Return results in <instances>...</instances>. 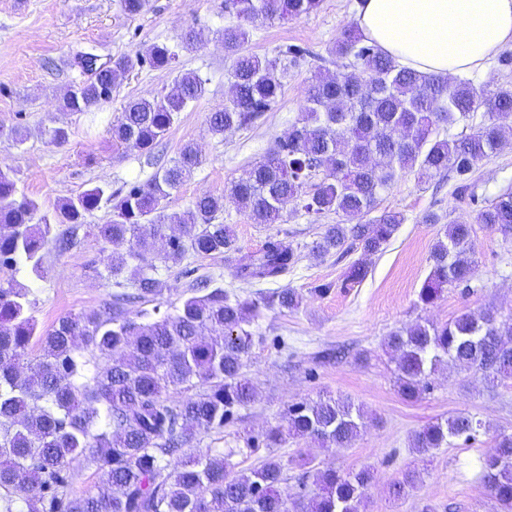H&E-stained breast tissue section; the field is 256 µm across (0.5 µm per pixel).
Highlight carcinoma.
<instances>
[{
  "label": "carcinoma",
  "instance_id": "obj_1",
  "mask_svg": "<svg viewBox=\"0 0 512 512\" xmlns=\"http://www.w3.org/2000/svg\"><path fill=\"white\" fill-rule=\"evenodd\" d=\"M320 3L224 0V12L235 19L222 31L231 55L232 97L208 114L209 134L222 137L255 124L281 98L288 67L314 56L300 45L271 58L251 53L247 46L255 23L308 15ZM328 53L346 71L317 69L301 118L231 187L244 215L256 224H279L290 206L315 221L334 214L338 221L327 225L312 254L371 255L405 221L395 211L370 217L378 197L412 174L421 184L454 180L456 196L476 210L475 223L512 234V192L487 203L473 178L477 163L499 151L512 133L511 83L490 88L469 79L421 75L379 52L354 23ZM177 58L167 43L123 53L102 67L95 66V54L80 52L73 66L86 78L70 86L64 107L100 108L137 70L176 72L156 94L130 99L112 122L114 144L151 154L179 114L206 93V80L197 73L176 71ZM480 109L477 131L448 136ZM205 162L189 143L149 182H130L116 191L98 185L52 213L19 192L11 170L0 167V269L11 272L0 278V512H366L368 468L343 472L309 456L299 492L285 498L280 487L288 464L282 458L268 456L255 468L235 472L224 453L197 448L201 436L222 431L255 399L256 390L242 373L254 346L250 325L266 310L298 309L300 292L284 287L242 297L202 280L171 312L132 311L161 295L153 260L177 264L189 253L235 250L232 227L218 221L224 195L202 193L183 212L168 213L163 205ZM103 203L110 218L95 225L97 234L123 250L109 273L133 264L131 287L97 310L59 318L41 333L34 302L27 289L15 286L14 273L28 266L42 276L46 249L70 245L52 235L54 225L83 224ZM473 224L445 225L430 252L421 304L434 303L449 287L470 289L476 270L470 257ZM159 239L165 244L157 253ZM299 260L293 244L270 235L249 262L236 267V277L246 285L276 283ZM367 273L365 263L353 262L340 287L360 285ZM35 338L42 354L32 357ZM384 346L396 356V387L408 401L430 389L431 374L445 360L492 384L512 379V318L500 320L490 308L464 312L441 326L394 330ZM172 389L185 397L169 400ZM363 419L364 412L344 398L293 403L286 427L269 430L265 445L278 447L291 436L349 448ZM481 427L470 414L451 415L416 433L412 445L426 455L453 438L474 439ZM75 460L102 474L106 490L75 494L70 468ZM310 478L316 492L308 497ZM419 481L418 470H406L392 485V495L407 496ZM482 481L503 512H512V433L497 436L495 451L483 459Z\"/></svg>",
  "mask_w": 512,
  "mask_h": 512
}]
</instances>
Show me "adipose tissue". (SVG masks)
<instances>
[{"mask_svg":"<svg viewBox=\"0 0 512 512\" xmlns=\"http://www.w3.org/2000/svg\"><path fill=\"white\" fill-rule=\"evenodd\" d=\"M356 20L382 53L425 75L483 67L512 45V0H359Z\"/></svg>","mask_w":512,"mask_h":512,"instance_id":"obj_1","label":"adipose tissue"}]
</instances>
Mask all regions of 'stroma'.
Instances as JSON below:
<instances>
[{
  "label": "stroma",
  "instance_id": "1",
  "mask_svg": "<svg viewBox=\"0 0 512 512\" xmlns=\"http://www.w3.org/2000/svg\"><path fill=\"white\" fill-rule=\"evenodd\" d=\"M355 4L356 0H323L317 13L257 25L248 44L251 52L271 57L300 44L315 56L290 68L273 111L252 127L214 138L207 132L206 118L223 106L230 87L228 53L218 34L226 22L224 0H149L144 13L131 19L122 15L119 0H0V167L11 169L20 190L49 211L62 199L100 184L116 190L130 181L151 179L158 170L155 159L115 146L109 129L127 100L157 93L170 81V72L133 73L98 110L65 112L62 99L80 77L72 58L92 48L106 61L153 43L174 45L185 30L198 31L200 43L180 50L176 67L207 78L208 93L180 113L163 141V159L171 161L191 142L206 162L166 205L168 211H182L201 193L223 195V218L234 227L238 249L226 257L190 254L183 264L159 265L161 300L144 303L143 309L150 313L157 304L179 303L196 276L216 278L225 290L242 296L275 291V284L253 288L234 276L236 267L257 254L271 234L298 247L300 260L281 284L304 296L299 310H268L255 322L256 341L243 372L256 386L257 396L222 432L203 437L201 448L230 450L236 470L252 468L269 450L248 447V439L263 438L284 425L290 404L343 397L367 413L360 436L348 448L288 440L278 450L290 462L284 492L297 491L302 473L297 462L312 455L341 471L371 469L368 512H421L425 504L435 512H502L484 487L480 471L497 434L512 432V379L488 385L472 372L444 366L433 375L422 399L410 402L395 387V362L383 340L391 330L425 321L442 324L465 311L490 308L501 318L512 317V235L476 224V273L469 293L450 288L425 307L418 305L417 294L443 227L423 223V216L435 211L445 222L474 218L471 208L456 199L453 181L437 189L407 175L380 196L376 213L398 211L405 222L381 252L368 257L352 253V260H365L369 274L359 287L347 290L339 284L348 261L310 252L324 223L292 209L281 223L256 224L238 211L229 195L232 184L245 177L299 119L315 68H331L327 50L354 22ZM20 123L31 131L25 143L4 137V130ZM53 123L68 126L67 143L51 144L44 135V128ZM474 178L478 194L486 199L511 192L512 145L479 162ZM107 218V208L94 211L79 227L76 247L64 253L47 250L43 276L27 267L16 273L18 285L32 292L39 330L50 329L66 314L94 310L116 292L115 280L108 275L112 249L94 231ZM326 282L332 283V291L315 295L314 287ZM339 347L346 351L341 361L321 360V352ZM457 412L481 420L483 427L474 441H453L424 459L413 453L410 441L416 432ZM409 468L420 471L421 480L408 496L394 499L389 489Z\"/></svg>",
  "mask_w": 512,
  "mask_h": 512
}]
</instances>
